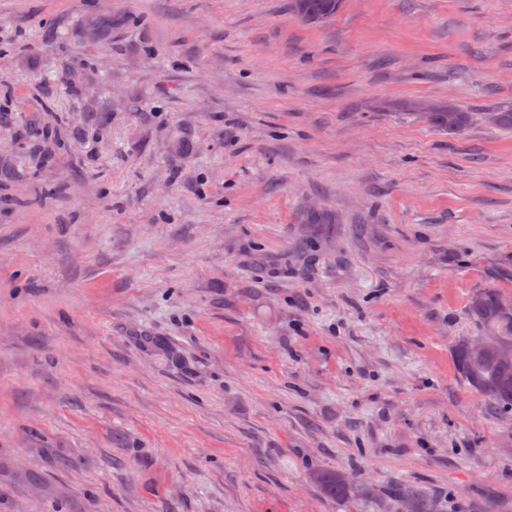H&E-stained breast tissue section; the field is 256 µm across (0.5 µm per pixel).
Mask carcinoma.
<instances>
[{"label": "carcinoma", "mask_w": 512, "mask_h": 512, "mask_svg": "<svg viewBox=\"0 0 512 512\" xmlns=\"http://www.w3.org/2000/svg\"><path fill=\"white\" fill-rule=\"evenodd\" d=\"M343 0H290L292 16L309 26H324L336 18ZM417 115L439 132L460 137L477 122H485L482 112H464L448 104H431L427 111L415 107ZM494 126L512 130V104L505 102L497 109ZM502 295L494 288H484L468 301L466 314L491 339V343H512V312L501 307ZM471 339L460 340L454 349L459 374L469 388L480 393L491 407L502 413H512V361L502 360L495 349L475 352L470 348ZM314 482L326 495L345 498L356 492V485L346 482L342 472L318 471Z\"/></svg>", "instance_id": "cac0c4a2"}]
</instances>
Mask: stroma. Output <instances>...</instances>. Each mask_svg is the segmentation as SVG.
Here are the masks:
<instances>
[{
	"label": "stroma",
	"mask_w": 512,
	"mask_h": 512,
	"mask_svg": "<svg viewBox=\"0 0 512 512\" xmlns=\"http://www.w3.org/2000/svg\"><path fill=\"white\" fill-rule=\"evenodd\" d=\"M416 101L512 102V0H0V512H512V131ZM343 0H290L292 16L309 26H324L336 18ZM415 110V114L431 127L454 137L465 135L476 121L486 122L485 113L464 112L450 103H431L430 109L425 112L421 111L420 106H415ZM503 300V308L501 307ZM512 300L502 298L494 288H484L468 301L466 314L481 330L479 337H488L491 343H512ZM475 338V339H476ZM471 340L463 338L455 346L459 374L469 388L487 398L494 410L502 414L512 413V361L501 359L512 360V344H497L493 349L488 348L484 339ZM470 345L478 351L488 349L475 352ZM343 471H318L314 473L313 480L326 495L336 498H345L356 492V485L345 482L342 478Z\"/></svg>",
	"instance_id": "stroma-1"
}]
</instances>
